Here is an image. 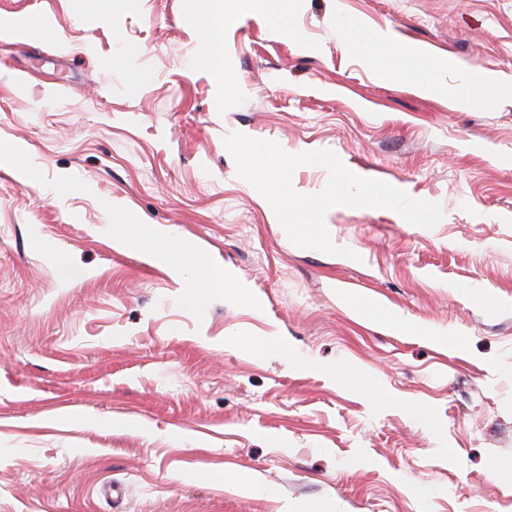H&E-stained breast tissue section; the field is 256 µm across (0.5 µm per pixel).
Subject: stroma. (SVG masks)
Listing matches in <instances>:
<instances>
[{
    "label": "stroma",
    "instance_id": "stroma-1",
    "mask_svg": "<svg viewBox=\"0 0 512 512\" xmlns=\"http://www.w3.org/2000/svg\"><path fill=\"white\" fill-rule=\"evenodd\" d=\"M207 5L0 0L62 33L0 44V512H512V0H260L220 76ZM474 71L503 90L459 106ZM234 132L443 217L336 206L352 257L299 247ZM380 43L385 45L386 54L383 58V64L391 71L400 72L403 69V61L410 56L407 50L396 44L387 32L378 35Z\"/></svg>",
    "mask_w": 512,
    "mask_h": 512
}]
</instances>
